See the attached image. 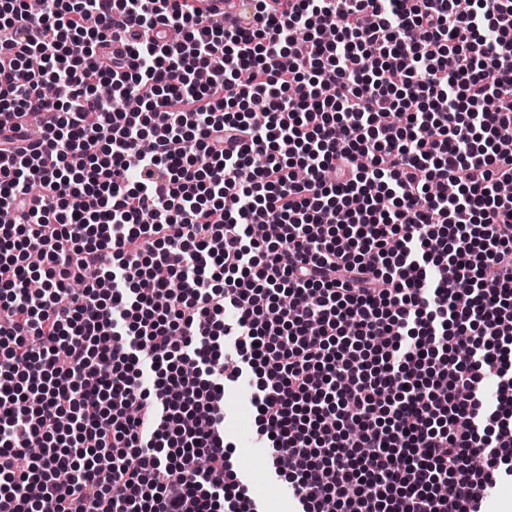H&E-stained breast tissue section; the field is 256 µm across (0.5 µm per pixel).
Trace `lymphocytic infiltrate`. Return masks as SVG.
<instances>
[{
  "instance_id": "lymphocytic-infiltrate-1",
  "label": "lymphocytic infiltrate",
  "mask_w": 512,
  "mask_h": 512,
  "mask_svg": "<svg viewBox=\"0 0 512 512\" xmlns=\"http://www.w3.org/2000/svg\"><path fill=\"white\" fill-rule=\"evenodd\" d=\"M2 115L0 512H259L247 371L297 512L512 477V0H0ZM224 405L233 418L226 422V438L236 446L235 460L250 473L252 484L251 493L257 498L266 501V512H291V503L284 499L282 490L284 486H273L265 479L264 449L259 448L253 440V430L250 425L252 413L246 392H230L224 399ZM246 411V427L240 428L238 419ZM250 414V415H249ZM253 436V437H252Z\"/></svg>"
}]
</instances>
